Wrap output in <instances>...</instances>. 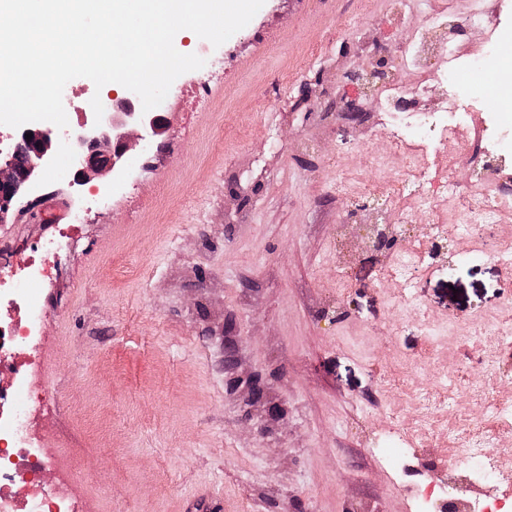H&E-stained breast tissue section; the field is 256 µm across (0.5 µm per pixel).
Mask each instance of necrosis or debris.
I'll list each match as a JSON object with an SVG mask.
<instances>
[{"instance_id": "1", "label": "necrosis or debris", "mask_w": 512, "mask_h": 512, "mask_svg": "<svg viewBox=\"0 0 512 512\" xmlns=\"http://www.w3.org/2000/svg\"><path fill=\"white\" fill-rule=\"evenodd\" d=\"M451 12L450 0H438L429 18L415 26L407 65L417 66L427 55L448 54L444 31ZM448 56L447 68L416 86L389 80L382 109L390 117L395 151L411 155L419 169L428 168L431 154L444 149L452 158L469 156L473 167L485 170L483 181L463 198L461 206L473 223L492 224L512 210V183L487 172L493 153L483 145V121L477 110H464L458 104L457 93L473 79L475 63L461 52ZM450 82L456 87L455 93L443 96L440 107L429 116L432 138L415 137L413 112L428 97L432 84ZM61 244V238H53L41 252L28 254L9 235L0 236V270L9 272L8 278L0 279V512H80L77 501L44 493L50 457L29 425L31 414L41 403L36 385L40 360L32 353L40 339L39 300L30 294L29 287L49 276ZM492 438L483 428L469 430L462 447L449 452L446 469L452 474L466 472L476 484L512 483V464L485 450Z\"/></svg>"}]
</instances>
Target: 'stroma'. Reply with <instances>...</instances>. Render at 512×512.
<instances>
[{"label":"stroma","mask_w":512,"mask_h":512,"mask_svg":"<svg viewBox=\"0 0 512 512\" xmlns=\"http://www.w3.org/2000/svg\"><path fill=\"white\" fill-rule=\"evenodd\" d=\"M431 2L265 0L220 46L185 31L205 64L172 83L166 133L122 173L76 185L56 143L38 207L112 194L34 287L55 389L34 426L85 512H423L473 496L442 464L487 415L470 385L512 401L487 333L512 317V269L479 251L486 235L512 254V219L478 235L457 198L421 209L370 189L412 175L378 107L385 76L418 81L399 55ZM487 2L467 46L503 83L512 0ZM373 71L370 89L350 79ZM388 437L416 449L408 472L383 458Z\"/></svg>","instance_id":"35a3bbf8"}]
</instances>
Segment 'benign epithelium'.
<instances>
[{
  "mask_svg": "<svg viewBox=\"0 0 512 512\" xmlns=\"http://www.w3.org/2000/svg\"><path fill=\"white\" fill-rule=\"evenodd\" d=\"M138 101L139 97L128 89L115 93L101 121L93 118L81 125L72 154L77 173L89 177L107 169L118 170L131 149L143 148L164 133L163 116L143 112ZM27 133L32 134L29 140L25 138ZM57 140L44 121L33 122L10 136L15 145L27 144L29 154L27 161L20 164L14 158V149L0 151V223H6L17 196L26 189L35 173L50 165Z\"/></svg>",
  "mask_w": 512,
  "mask_h": 512,
  "instance_id": "benign-epithelium-1",
  "label": "benign epithelium"
}]
</instances>
